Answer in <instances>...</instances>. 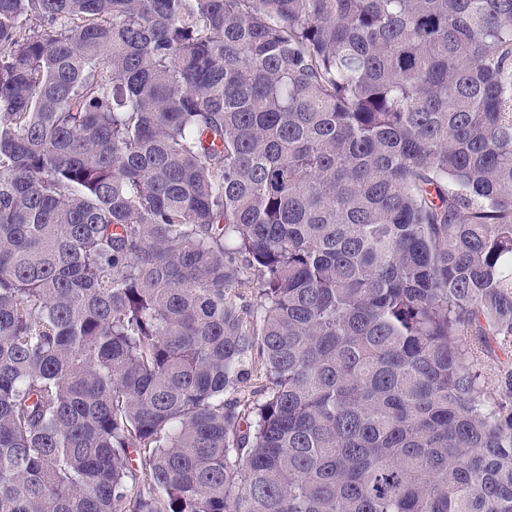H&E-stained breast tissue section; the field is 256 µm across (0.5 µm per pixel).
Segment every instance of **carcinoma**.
Returning a JSON list of instances; mask_svg holds the SVG:
<instances>
[{
	"mask_svg": "<svg viewBox=\"0 0 512 512\" xmlns=\"http://www.w3.org/2000/svg\"><path fill=\"white\" fill-rule=\"evenodd\" d=\"M0 512H512V0H0Z\"/></svg>",
	"mask_w": 512,
	"mask_h": 512,
	"instance_id": "carcinoma-1",
	"label": "carcinoma"
}]
</instances>
